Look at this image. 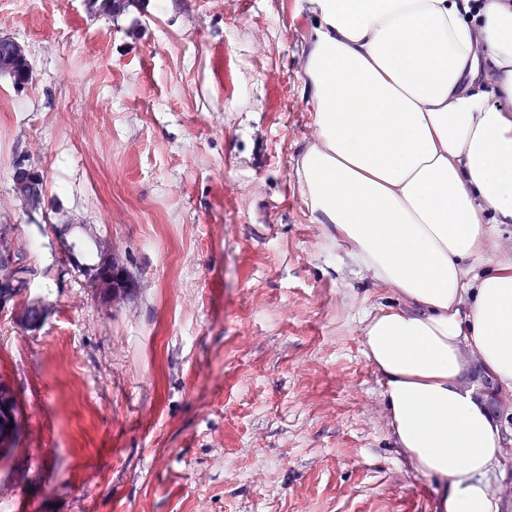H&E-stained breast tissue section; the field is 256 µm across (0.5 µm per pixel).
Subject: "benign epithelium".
<instances>
[{
  "label": "benign epithelium",
  "mask_w": 512,
  "mask_h": 512,
  "mask_svg": "<svg viewBox=\"0 0 512 512\" xmlns=\"http://www.w3.org/2000/svg\"><path fill=\"white\" fill-rule=\"evenodd\" d=\"M13 194L21 204L29 209L36 210L43 200L42 180L33 174V169L28 160L21 159L17 162L13 177ZM82 228L80 224H70L66 232L57 237V244L60 249L67 252L73 265L83 264L82 252L73 249L72 243L66 238V233ZM17 230L11 226L0 227V268L5 270L4 281L0 282V310L9 312L11 316L24 328H37L43 316V310L35 305L25 303L18 289L14 288L15 280L29 279L30 275L23 272L17 259ZM96 252L105 258L106 264L98 267V271L89 275L84 280V288L96 299L104 301L107 307H112L123 296V292L115 288L116 271L118 264L112 257V248L106 243L98 240L95 242ZM11 398L0 392V423L6 426L5 434H10L13 428L10 424L14 422L13 414L10 411Z\"/></svg>",
  "instance_id": "obj_1"
}]
</instances>
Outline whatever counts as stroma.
Wrapping results in <instances>:
<instances>
[{"mask_svg": "<svg viewBox=\"0 0 512 512\" xmlns=\"http://www.w3.org/2000/svg\"><path fill=\"white\" fill-rule=\"evenodd\" d=\"M307 0H0L32 79L0 76V225L31 245L34 331L0 313V512H438L359 315L392 291L310 210L296 169ZM42 176L38 210L12 174ZM85 224L131 279L105 310L55 237ZM489 478L512 512V396ZM13 194L29 210H37L43 200L42 180L33 174L27 159L17 162L13 177Z\"/></svg>", "mask_w": 512, "mask_h": 512, "instance_id": "35a3bbf8", "label": "stroma"}]
</instances>
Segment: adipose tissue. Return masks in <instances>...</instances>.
Segmentation results:
<instances>
[{"instance_id":"obj_1","label":"adipose tissue","mask_w":512,"mask_h":512,"mask_svg":"<svg viewBox=\"0 0 512 512\" xmlns=\"http://www.w3.org/2000/svg\"><path fill=\"white\" fill-rule=\"evenodd\" d=\"M309 5L318 142L298 179L357 267L400 299L361 317L400 448L443 483L441 512H498L488 476L504 436L472 375L512 395V264L489 263L512 224V8Z\"/></svg>"}]
</instances>
